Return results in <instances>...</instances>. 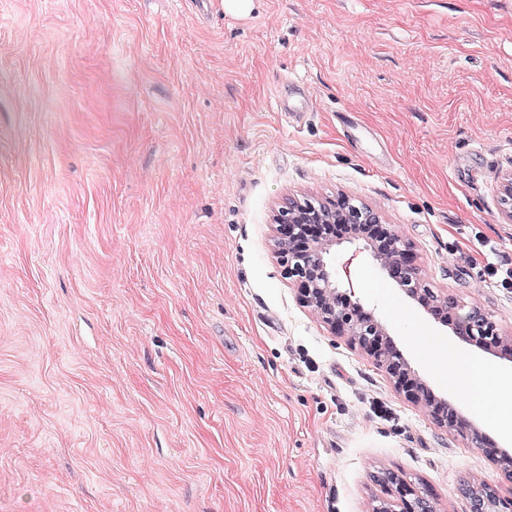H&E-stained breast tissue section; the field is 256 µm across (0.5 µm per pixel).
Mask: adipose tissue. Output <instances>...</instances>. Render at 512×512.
I'll return each instance as SVG.
<instances>
[{
  "label": "adipose tissue",
  "instance_id": "obj_1",
  "mask_svg": "<svg viewBox=\"0 0 512 512\" xmlns=\"http://www.w3.org/2000/svg\"><path fill=\"white\" fill-rule=\"evenodd\" d=\"M447 374L449 383L468 393L478 410L496 411L503 433H512V384L500 381L490 369L474 361L455 362Z\"/></svg>",
  "mask_w": 512,
  "mask_h": 512
}]
</instances>
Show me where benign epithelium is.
<instances>
[{"mask_svg":"<svg viewBox=\"0 0 512 512\" xmlns=\"http://www.w3.org/2000/svg\"><path fill=\"white\" fill-rule=\"evenodd\" d=\"M500 194L502 214L512 222V172L502 179ZM274 223L283 271L296 286L300 303L332 334L345 337L351 347L383 368L394 388L422 407L438 427L463 437L511 478L512 451L493 445L447 396L436 394L396 346L387 326L364 311L354 299L353 288L343 286L336 247L349 244L368 254L400 296L418 304L435 322L451 326L459 340L511 362L512 336L503 334L480 307L432 288L411 246L383 223L377 211L347 195L325 201L290 198L277 210ZM376 481L395 489L401 507L396 511L378 500L372 512H435L434 494L413 489L398 474L384 472ZM459 490L468 501L469 512H512V500L501 497L490 484L473 490L464 480Z\"/></svg>","mask_w":512,"mask_h":512,"instance_id":"1","label":"benign epithelium"}]
</instances>
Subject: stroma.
Instances as JSON below:
<instances>
[{
  "instance_id": "obj_1",
  "label": "stroma",
  "mask_w": 512,
  "mask_h": 512,
  "mask_svg": "<svg viewBox=\"0 0 512 512\" xmlns=\"http://www.w3.org/2000/svg\"><path fill=\"white\" fill-rule=\"evenodd\" d=\"M0 0V512H371L389 470L467 512L512 481L297 300L288 197L344 193L512 335V0ZM310 88L289 126L275 97ZM366 311L469 350L341 250ZM438 341L425 350L422 339ZM469 504V512H505L512 510V500H505L498 490L486 484L483 490L471 489L468 480H463L459 487Z\"/></svg>"
}]
</instances>
